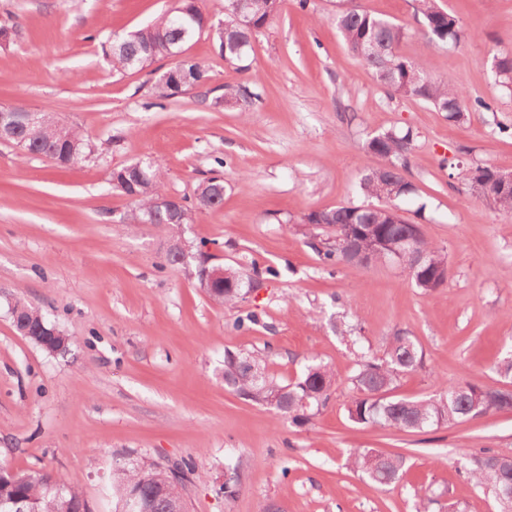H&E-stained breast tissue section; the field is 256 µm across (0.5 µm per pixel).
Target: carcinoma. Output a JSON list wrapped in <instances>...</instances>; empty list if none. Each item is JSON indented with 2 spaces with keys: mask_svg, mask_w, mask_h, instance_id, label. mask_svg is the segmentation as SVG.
Returning a JSON list of instances; mask_svg holds the SVG:
<instances>
[{
  "mask_svg": "<svg viewBox=\"0 0 512 512\" xmlns=\"http://www.w3.org/2000/svg\"><path fill=\"white\" fill-rule=\"evenodd\" d=\"M182 5L172 13L159 16L152 24L131 35L112 41V68L117 72L129 69L142 70L154 62L170 57V51L187 46L200 37L209 26L207 18L197 5V0H181ZM282 0H224V27L214 28L224 61L239 71L248 70L244 62L248 58L254 36L267 27L281 10ZM249 16L245 24L235 22L239 8ZM418 11L429 35V41L442 45H457L467 38L460 19L441 9L437 0H418ZM337 29L352 54L372 71L377 83L392 94L415 98L431 104L446 114L450 122L465 119L466 109L462 91L438 80L432 73L428 57L408 59L400 52L406 37L402 26L373 15L356 0H342L334 18ZM377 47L375 53L363 52L366 44ZM169 71H180L189 77L182 89L200 86L206 80L205 69L199 63L185 57ZM492 72L501 86L512 89V53L496 55ZM224 97L232 101L241 112L250 111L254 93L249 86L240 84L225 88ZM28 152L45 156L52 151L57 159L72 154H85L87 143L82 133L61 123L54 114L42 113L37 125L24 129ZM416 133L410 128L402 131H386L367 142L368 153L381 158L384 164L369 169L362 177L360 188L369 197L381 201L379 205H340L315 210L303 216L301 223L334 224L355 233L353 224L363 225V234L354 236L352 251L342 243L329 238L317 240L309 232V244L326 265L367 267L369 262L359 256L384 241L395 243L405 234L413 233L411 225L396 223L397 207L388 204L390 196L403 199L414 192L406 179L411 167ZM452 178L472 187L475 176L493 182L494 170L484 164L455 165ZM113 188L123 195L134 194L131 214L133 224H167L169 217L160 212L156 201L167 195L164 177L151 162L144 161L141 170L128 173L119 169L112 174ZM197 200H206L216 209L224 200V181L211 178L197 189ZM416 287L432 293L443 287L448 280V261L444 248L421 235L413 237L408 254L400 257ZM224 296L214 301L232 305L243 299L247 289L261 286V278L244 276L237 269L225 267ZM13 323L16 326H53L45 317L28 304L17 301L14 305ZM424 365L423 350L405 332H399L389 342L383 358L363 355L351 377L356 396L347 406L349 419L370 427L396 428L408 432H423L430 428L451 426L477 417L512 409V391L501 388H481L469 383L442 385L441 391L425 399L392 398L388 392L397 379L420 370ZM224 385L238 395L262 406H272L281 416L296 425L309 422L313 409L325 402L336 385V375L325 364L313 363L306 367L297 381L283 384L267 370V356L261 352L224 351ZM373 448H356L350 455L351 466L364 473L375 485L388 487L402 476L406 459L401 455L380 453V465L370 467ZM467 475L471 484L483 493H491L497 487L512 482V459L482 451L470 456ZM21 481L0 478V500L22 497L32 512H81L85 499L72 487L58 494L48 489L52 479L48 472L20 475ZM112 503L118 512L119 502L126 491L136 490L150 500L151 512H170V504L181 498L182 489L166 483L164 466L153 461L123 462L112 464L110 474Z\"/></svg>",
  "mask_w": 512,
  "mask_h": 512,
  "instance_id": "cac0c4a2",
  "label": "carcinoma"
}]
</instances>
